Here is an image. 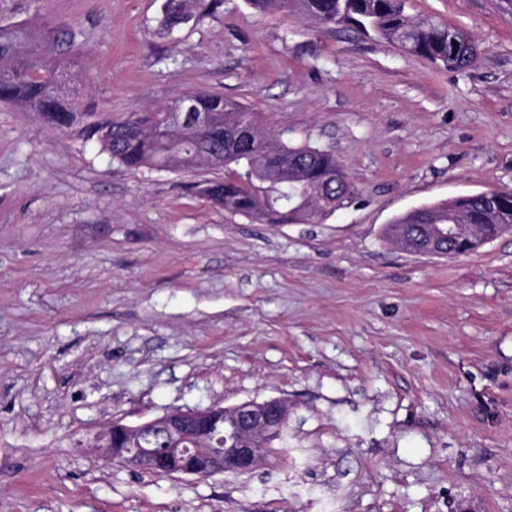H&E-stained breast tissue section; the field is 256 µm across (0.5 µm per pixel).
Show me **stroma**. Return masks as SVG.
<instances>
[{
  "label": "stroma",
  "mask_w": 512,
  "mask_h": 512,
  "mask_svg": "<svg viewBox=\"0 0 512 512\" xmlns=\"http://www.w3.org/2000/svg\"><path fill=\"white\" fill-rule=\"evenodd\" d=\"M0 0L78 51V117L0 102V512H512V233L452 257L391 221L512 188V0H410L468 31L475 69L386 41L195 0ZM223 94L358 189L269 224L204 193L225 168H126L95 134ZM287 399L284 451L246 475L170 477L80 439L173 408ZM189 0H167L164 8L162 24L173 29L174 27L186 23L190 14L187 11Z\"/></svg>",
  "instance_id": "1"
}]
</instances>
